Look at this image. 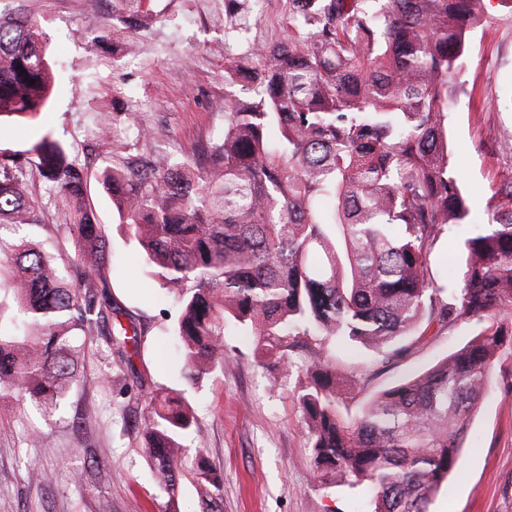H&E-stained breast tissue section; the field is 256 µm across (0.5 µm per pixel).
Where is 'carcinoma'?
<instances>
[{"label": "carcinoma", "instance_id": "1", "mask_svg": "<svg viewBox=\"0 0 512 512\" xmlns=\"http://www.w3.org/2000/svg\"><path fill=\"white\" fill-rule=\"evenodd\" d=\"M246 2L224 0L227 35L249 31ZM484 18L485 0H288V34L224 67L236 92L217 142L194 160L127 157L102 174L142 275L170 299L185 381L232 365L227 331L252 337L275 380L298 376L316 481L365 492L370 512H431L512 342V207L468 229L448 153L449 103ZM145 26L124 19L112 40ZM45 43L34 16L0 10V116L44 111ZM112 125L127 133L121 149L146 137L133 112L112 113ZM35 175L69 214L65 260L21 233L41 223ZM85 190V167L50 134L22 155L0 151V400L47 420L89 383L88 342L117 313L101 277L109 229ZM459 231L460 262L443 280L431 255ZM433 326L471 337L350 412L347 399L427 344ZM137 336L119 326L107 346L129 364ZM342 344L382 358L349 370ZM145 403L143 455L165 512H181L182 441L197 420L183 392L151 391ZM192 474L206 512H220L223 475L201 460Z\"/></svg>", "mask_w": 512, "mask_h": 512}]
</instances>
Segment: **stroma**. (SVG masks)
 I'll return each instance as SVG.
<instances>
[{"mask_svg": "<svg viewBox=\"0 0 512 512\" xmlns=\"http://www.w3.org/2000/svg\"><path fill=\"white\" fill-rule=\"evenodd\" d=\"M46 33L55 85L50 104L31 118L0 122V150L21 153L52 132L89 173V200L99 223L110 225L111 259L102 276L120 310L122 324L136 323L140 346L133 366L108 352L95 337L85 357L87 373L111 377V386L74 388L52 421L14 404L0 405V512H163L158 489L142 452L143 392L186 390L203 436L202 448L186 458L205 459L224 474L223 512H355L357 493L345 486L324 489L314 479L308 433L290 388L253 362L249 338L230 334L224 351L232 370L216 372L194 388L179 374L169 345L166 302L142 278L136 241L118 227L101 174L112 165V138L98 132L116 112L140 113L147 140L128 154L186 157L216 141L224 129V67L250 42L279 41L288 31V0H249L250 31L242 42L224 41V0H26ZM149 11L147 33L129 35L124 48L93 46L122 16ZM488 20L469 39L463 88L450 106L448 149L476 223L500 204L498 190L512 173V10L488 0ZM66 215L43 210L36 240L52 254L74 251ZM460 331L433 338L403 363L377 376L371 389L429 367L458 348ZM499 385L485 398L471 425V439L458 477L440 491L433 512H512V345L500 351ZM140 377L142 389L131 386ZM93 422L74 427L78 412ZM49 427L52 445L29 443L33 429ZM112 468L101 480L98 464ZM78 467L80 483L60 479L36 487L31 470Z\"/></svg>", "mask_w": 512, "mask_h": 512, "instance_id": "1", "label": "stroma"}]
</instances>
